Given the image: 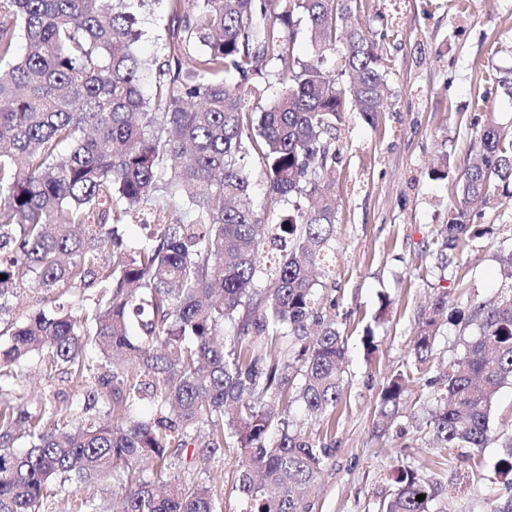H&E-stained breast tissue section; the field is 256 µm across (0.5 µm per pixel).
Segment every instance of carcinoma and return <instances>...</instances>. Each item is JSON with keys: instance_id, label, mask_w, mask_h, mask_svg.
Returning a JSON list of instances; mask_svg holds the SVG:
<instances>
[{"instance_id": "cac0c4a2", "label": "carcinoma", "mask_w": 512, "mask_h": 512, "mask_svg": "<svg viewBox=\"0 0 512 512\" xmlns=\"http://www.w3.org/2000/svg\"><path fill=\"white\" fill-rule=\"evenodd\" d=\"M144 2L0 0V313L19 284L34 301L23 320H0V512H58L112 483L117 512H223L194 463L229 448L245 512H312L302 490L332 448L288 412L298 402L319 422L344 389V336L319 307L315 270L335 250L338 126L350 106L375 120L387 66L362 29L336 47L350 0H164L165 53L145 88ZM297 15L305 59L286 44ZM264 63L280 90L256 112L246 103ZM473 126L461 200L433 241L443 269L512 186V135L492 117ZM136 221L156 230L131 246L120 228ZM498 249V298L465 311L439 293L380 394L379 415L395 421L431 369L443 315L476 323L431 380L435 448L485 447L512 383V242ZM91 286L92 304L78 293ZM34 357L68 375L76 401L16 393ZM148 396L157 411L140 418ZM397 483L380 512H430L422 475ZM69 512L112 503L93 492Z\"/></svg>"}]
</instances>
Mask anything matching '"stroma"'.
Returning <instances> with one entry per match:
<instances>
[{"instance_id":"35a3bbf8","label":"stroma","mask_w":512,"mask_h":512,"mask_svg":"<svg viewBox=\"0 0 512 512\" xmlns=\"http://www.w3.org/2000/svg\"><path fill=\"white\" fill-rule=\"evenodd\" d=\"M167 21L163 0L141 10L135 51L143 61L162 53ZM352 21L370 32L389 68V98L375 124L350 111L337 133L336 250L318 302L344 336L348 363L330 419L314 423L300 405L290 409L298 428L332 448L308 497L313 512H378L400 472L415 470L429 483L433 512H492L497 498L512 494V473L499 466L501 442L512 435V384L493 401L492 438L483 448H453L443 457L431 448L428 385L406 392L399 424L383 434L375 425L383 385L410 360L418 322L444 288L432 239L455 202L472 122L491 112L512 131V95L497 83L512 72V0H353ZM441 154L448 157L444 179L431 173ZM483 222L487 234L457 257L459 287L447 290L463 305L498 289L497 247L512 238V198L486 211ZM475 331L441 320L435 362L459 357ZM18 383L47 390L60 404L74 394L66 375L34 363ZM201 470L222 488L224 512H242L235 450Z\"/></svg>"}]
</instances>
